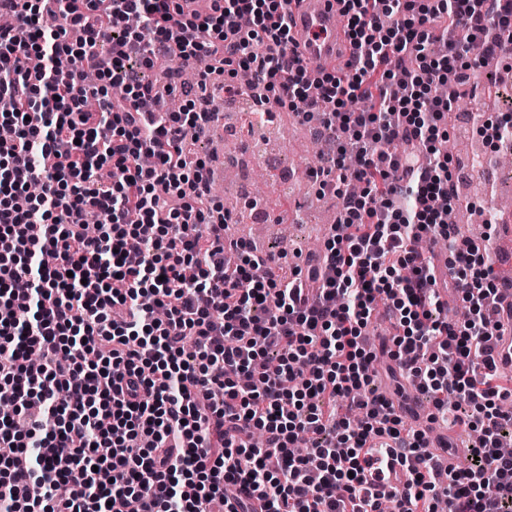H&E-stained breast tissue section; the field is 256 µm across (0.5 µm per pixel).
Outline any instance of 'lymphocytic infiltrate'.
Wrapping results in <instances>:
<instances>
[{"label": "lymphocytic infiltrate", "instance_id": "1", "mask_svg": "<svg viewBox=\"0 0 512 512\" xmlns=\"http://www.w3.org/2000/svg\"><path fill=\"white\" fill-rule=\"evenodd\" d=\"M187 2L0 0V385L15 399L0 413V512H381L357 450L382 432L411 469L413 512L443 497L512 512L497 278L434 206L460 204L438 141L479 69L470 45L494 57L512 42V0H340L348 70L316 78L289 0ZM174 57L202 90L249 69L263 111L327 130L313 176L345 232L305 276L227 238L193 151L215 112L143 109L176 92ZM447 290L462 319L444 318ZM377 315L393 328L389 373L477 432L462 465L420 469L424 431L372 391Z\"/></svg>", "mask_w": 512, "mask_h": 512}]
</instances>
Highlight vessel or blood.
I'll return each instance as SVG.
<instances>
[{"label": "vessel or blood", "mask_w": 512, "mask_h": 512, "mask_svg": "<svg viewBox=\"0 0 512 512\" xmlns=\"http://www.w3.org/2000/svg\"><path fill=\"white\" fill-rule=\"evenodd\" d=\"M290 8L293 33L307 60L331 70L350 58L351 46L343 27L337 22L339 6L336 0H292ZM495 320L498 331L493 356L500 369L512 371V286L504 288ZM414 422L426 433L432 463L444 469L457 465V458L449 456L445 448L447 426L431 420L429 411L423 408L417 409ZM359 459L373 465L366 473L373 496L381 502H393L408 479V472L400 463L397 445L387 435L372 436L360 449Z\"/></svg>", "instance_id": "b4317fda"}]
</instances>
